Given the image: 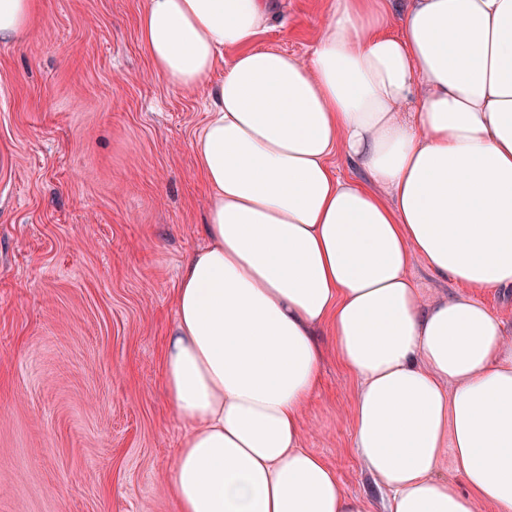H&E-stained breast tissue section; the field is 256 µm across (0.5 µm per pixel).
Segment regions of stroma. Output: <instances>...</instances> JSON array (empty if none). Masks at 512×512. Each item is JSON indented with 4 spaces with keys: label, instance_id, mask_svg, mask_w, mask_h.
<instances>
[{
    "label": "stroma",
    "instance_id": "1",
    "mask_svg": "<svg viewBox=\"0 0 512 512\" xmlns=\"http://www.w3.org/2000/svg\"><path fill=\"white\" fill-rule=\"evenodd\" d=\"M146 0H36L0 44V512H179L183 424L164 387L184 259L209 190L191 148L210 93L168 89ZM259 44L307 58L327 0H278ZM301 446L388 512L354 449L358 379L330 330Z\"/></svg>",
    "mask_w": 512,
    "mask_h": 512
}]
</instances>
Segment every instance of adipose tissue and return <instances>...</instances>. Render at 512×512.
<instances>
[{"label":"adipose tissue","instance_id":"ef3b65f1","mask_svg":"<svg viewBox=\"0 0 512 512\" xmlns=\"http://www.w3.org/2000/svg\"><path fill=\"white\" fill-rule=\"evenodd\" d=\"M390 3L329 0L303 60L258 46L271 0H146L154 73L212 88L192 143L207 243L164 352L180 512H368L300 446L326 326L391 512H512V336L474 297L512 287V0H409L396 34ZM33 10L0 0V43ZM338 155L368 185L337 178ZM414 255L460 294L426 300ZM447 448L465 490L438 473Z\"/></svg>","mask_w":512,"mask_h":512}]
</instances>
